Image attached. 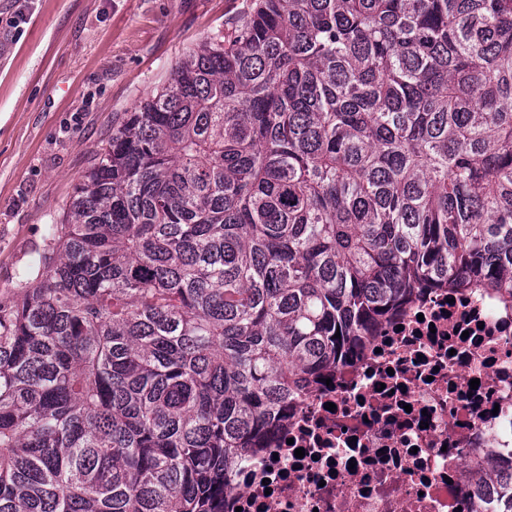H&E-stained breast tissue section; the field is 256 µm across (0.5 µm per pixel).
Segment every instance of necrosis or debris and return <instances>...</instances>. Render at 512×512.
Masks as SVG:
<instances>
[{"label": "necrosis or debris", "instance_id": "necrosis-or-debris-1", "mask_svg": "<svg viewBox=\"0 0 512 512\" xmlns=\"http://www.w3.org/2000/svg\"><path fill=\"white\" fill-rule=\"evenodd\" d=\"M326 376L244 454L224 512H472L475 474L512 463V305L497 289L417 294Z\"/></svg>", "mask_w": 512, "mask_h": 512}]
</instances>
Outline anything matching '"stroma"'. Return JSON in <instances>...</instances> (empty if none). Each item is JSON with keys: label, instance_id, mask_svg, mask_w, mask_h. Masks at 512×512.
<instances>
[{"label": "stroma", "instance_id": "35a3bbf8", "mask_svg": "<svg viewBox=\"0 0 512 512\" xmlns=\"http://www.w3.org/2000/svg\"><path fill=\"white\" fill-rule=\"evenodd\" d=\"M246 0H0V298L42 267L50 225L112 123Z\"/></svg>", "mask_w": 512, "mask_h": 512}]
</instances>
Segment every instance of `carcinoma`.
<instances>
[{
    "mask_svg": "<svg viewBox=\"0 0 512 512\" xmlns=\"http://www.w3.org/2000/svg\"><path fill=\"white\" fill-rule=\"evenodd\" d=\"M51 241L0 300V512H224L374 323L512 301V0H253L112 125ZM476 486L512 512V468Z\"/></svg>",
    "mask_w": 512,
    "mask_h": 512,
    "instance_id": "obj_1",
    "label": "carcinoma"
}]
</instances>
